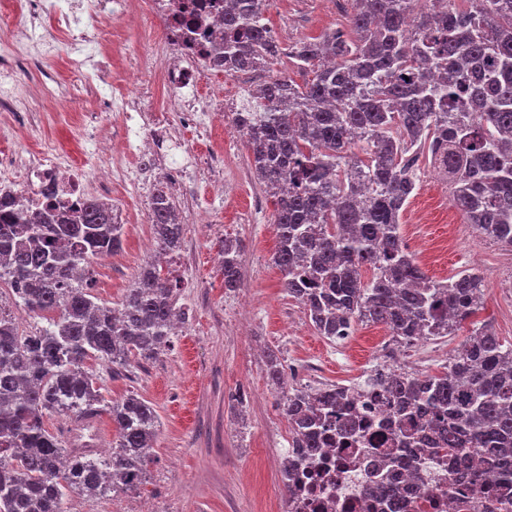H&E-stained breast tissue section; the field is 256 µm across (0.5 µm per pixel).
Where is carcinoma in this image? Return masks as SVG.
Segmentation results:
<instances>
[{
	"mask_svg": "<svg viewBox=\"0 0 512 512\" xmlns=\"http://www.w3.org/2000/svg\"><path fill=\"white\" fill-rule=\"evenodd\" d=\"M266 0H224V71L267 69L282 49L265 22ZM289 57L312 77L275 76L256 104L231 113L257 178L274 199L273 264L317 334L350 336L359 324L391 335L451 336L481 306L483 277L429 278L408 251L401 220L425 158L454 207L479 235L512 247V0H352L347 30L299 41ZM0 214V286L8 303L43 325L19 329L0 299V512H65V499L129 493L146 480L159 429L136 394L106 401L96 366L158 357L182 315L170 272L148 262L118 307L96 301L79 272L118 251L124 225L89 195L64 218L33 214L22 198ZM151 225L174 256L184 225L159 189ZM240 242L224 240V287L240 281ZM371 271L364 279L363 269ZM413 409L446 453L512 461V345L471 324L439 374L380 379ZM348 390L284 395L290 447L314 455L337 424ZM106 413L116 437L104 456L51 432L45 419Z\"/></svg>",
	"mask_w": 512,
	"mask_h": 512,
	"instance_id": "1",
	"label": "carcinoma"
}]
</instances>
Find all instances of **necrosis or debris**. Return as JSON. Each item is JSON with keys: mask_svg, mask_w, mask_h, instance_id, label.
<instances>
[{"mask_svg": "<svg viewBox=\"0 0 512 512\" xmlns=\"http://www.w3.org/2000/svg\"><path fill=\"white\" fill-rule=\"evenodd\" d=\"M17 6L22 23L0 33V113L17 129L29 125L23 98L45 104L58 98L63 79L48 67L50 56L63 54L69 86L83 89L104 81L112 73V59L101 50L104 33L112 22L135 16L158 20L163 27L153 51L154 77L169 97L157 112L135 93L120 101L100 100V107L122 112L125 137L117 148L95 139L98 160L89 168L55 147L30 151L23 159L0 149V200L23 196L36 211L45 205L44 190L51 185L58 200L77 203L89 184L105 191L122 176L113 160L158 144L171 129L169 113H176L181 125L204 130L215 114L228 109L224 57L213 50L224 37V0H94L84 17L51 9L47 0H0V13ZM24 72L31 81L23 87L19 76ZM351 410L362 424L355 436L334 438L315 456L291 455L298 481L290 512H402L406 507L412 512H512V485H503L500 465L488 466L482 488H475L468 466L445 457L435 434L420 427L410 430L409 442L396 444L407 423L381 391L357 386ZM421 448L430 456L419 471L413 459Z\"/></svg>", "mask_w": 512, "mask_h": 512, "instance_id": "obj_1", "label": "necrosis or debris"}]
</instances>
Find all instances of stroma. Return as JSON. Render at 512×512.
I'll list each match as a JSON object with an SVG mask.
<instances>
[{
    "instance_id": "35a3bbf8",
    "label": "stroma",
    "mask_w": 512,
    "mask_h": 512,
    "mask_svg": "<svg viewBox=\"0 0 512 512\" xmlns=\"http://www.w3.org/2000/svg\"><path fill=\"white\" fill-rule=\"evenodd\" d=\"M349 0H275L265 18L283 45H294L346 26ZM162 26L112 25L110 85L88 95L118 97L127 92V68L150 67ZM86 95L62 97V111H34L31 133L40 143L91 152V131L122 138L119 113L99 112ZM178 145L157 156L144 184L114 182L112 204L125 226L123 244L107 259H95L88 281L98 303L120 302L138 268L150 261L153 234L146 198L167 187L185 223V243L171 266L181 284L188 315L168 349L155 361L127 368L98 366L105 399L137 393L152 403L160 430L146 482L134 493L97 500L70 496L67 512H286L282 461L288 452V421L282 389L322 388L371 375L381 362L388 329L357 326L353 336L334 342L318 336L303 305L286 293L271 257L276 238L274 206L256 180L251 154L238 129L216 117L208 134L179 130ZM224 155V170L191 167L183 182L163 185L171 162H186L196 151ZM226 191H218V181ZM207 213L206 228L196 224ZM401 232L425 274L445 280L464 271L481 274L484 304L473 316L491 326L503 345H512V248L479 237L465 224L429 164L403 214ZM243 244L238 288L224 287L220 263L225 237ZM467 335L429 338L406 348L405 369L423 376L444 371ZM276 352L283 388L266 373L265 356Z\"/></svg>"
}]
</instances>
